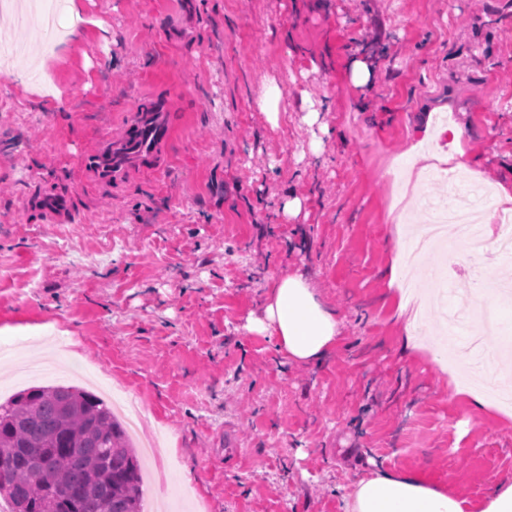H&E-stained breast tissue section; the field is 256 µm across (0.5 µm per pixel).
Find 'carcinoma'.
<instances>
[{"label":"carcinoma","instance_id":"cac0c4a2","mask_svg":"<svg viewBox=\"0 0 512 512\" xmlns=\"http://www.w3.org/2000/svg\"><path fill=\"white\" fill-rule=\"evenodd\" d=\"M0 499L12 512H142V468L122 422L75 386L0 404Z\"/></svg>","mask_w":512,"mask_h":512}]
</instances>
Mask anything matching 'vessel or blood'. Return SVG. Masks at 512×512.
I'll list each match as a JSON object with an SVG mask.
<instances>
[{
  "mask_svg": "<svg viewBox=\"0 0 512 512\" xmlns=\"http://www.w3.org/2000/svg\"><path fill=\"white\" fill-rule=\"evenodd\" d=\"M170 139L166 106L159 100L145 103L118 135L85 158V166L100 181L120 179L129 171L158 170Z\"/></svg>",
  "mask_w": 512,
  "mask_h": 512,
  "instance_id": "1",
  "label": "vessel or blood"
}]
</instances>
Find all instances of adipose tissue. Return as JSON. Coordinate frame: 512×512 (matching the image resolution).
I'll return each mask as SVG.
<instances>
[{"label": "adipose tissue", "instance_id": "obj_1", "mask_svg": "<svg viewBox=\"0 0 512 512\" xmlns=\"http://www.w3.org/2000/svg\"><path fill=\"white\" fill-rule=\"evenodd\" d=\"M253 330L275 336L281 353L312 362L333 348L340 334L334 312L299 275L276 281L262 318ZM348 512H512V485L496 490L479 506L430 486L411 471L373 472L358 481Z\"/></svg>", "mask_w": 512, "mask_h": 512}]
</instances>
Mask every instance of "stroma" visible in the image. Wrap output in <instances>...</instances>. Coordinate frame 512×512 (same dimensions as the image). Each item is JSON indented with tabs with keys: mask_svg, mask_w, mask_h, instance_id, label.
<instances>
[{
	"mask_svg": "<svg viewBox=\"0 0 512 512\" xmlns=\"http://www.w3.org/2000/svg\"><path fill=\"white\" fill-rule=\"evenodd\" d=\"M74 9L79 36L36 51L41 13L0 10V385L94 374L136 396L161 444L144 493L174 512H346L375 471L476 505L512 484V415L457 392L471 377L433 336L441 310H419L423 344L408 345L389 275L435 109L466 130L476 165L460 177L512 183V0ZM271 85L275 128L257 103ZM155 98L170 105L165 170L92 179L84 154ZM59 190L78 222L43 220L39 193ZM289 274L340 323L311 363L248 327Z\"/></svg>",
	"mask_w": 512,
	"mask_h": 512,
	"instance_id": "stroma-1",
	"label": "stroma"
}]
</instances>
